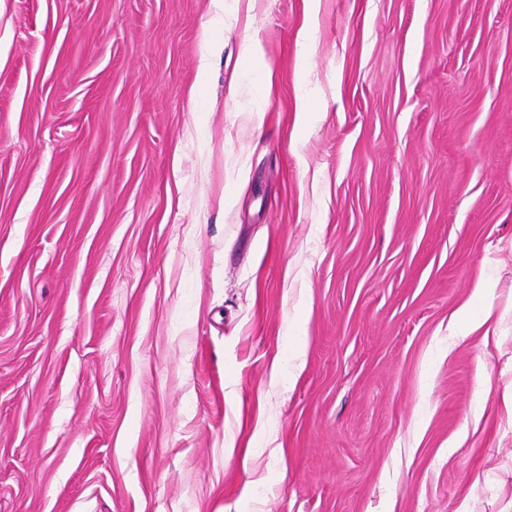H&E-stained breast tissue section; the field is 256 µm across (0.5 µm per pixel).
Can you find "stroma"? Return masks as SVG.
I'll return each mask as SVG.
<instances>
[{
  "instance_id": "35a3bbf8",
  "label": "stroma",
  "mask_w": 512,
  "mask_h": 512,
  "mask_svg": "<svg viewBox=\"0 0 512 512\" xmlns=\"http://www.w3.org/2000/svg\"><path fill=\"white\" fill-rule=\"evenodd\" d=\"M509 400L512 0H0V512H512Z\"/></svg>"
}]
</instances>
